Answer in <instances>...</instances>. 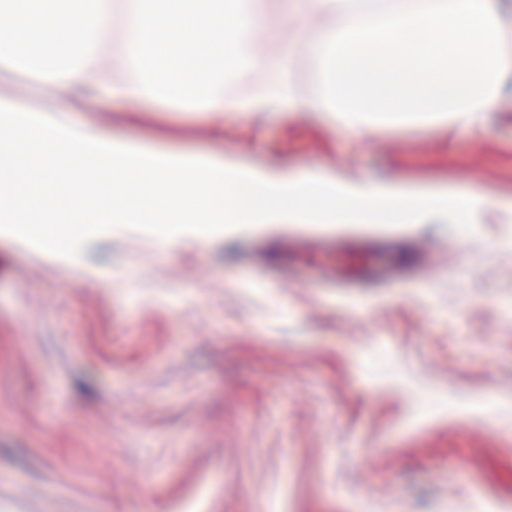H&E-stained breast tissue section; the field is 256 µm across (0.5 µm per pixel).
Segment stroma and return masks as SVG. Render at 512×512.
Listing matches in <instances>:
<instances>
[{
    "mask_svg": "<svg viewBox=\"0 0 512 512\" xmlns=\"http://www.w3.org/2000/svg\"><path fill=\"white\" fill-rule=\"evenodd\" d=\"M246 163L512 196V112L362 135L101 94L69 113ZM284 225L84 265L0 234V512H512V219L393 224L429 283L337 296Z\"/></svg>",
    "mask_w": 512,
    "mask_h": 512,
    "instance_id": "35a3bbf8",
    "label": "stroma"
}]
</instances>
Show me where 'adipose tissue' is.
<instances>
[{
  "label": "adipose tissue",
  "instance_id": "adipose-tissue-1",
  "mask_svg": "<svg viewBox=\"0 0 512 512\" xmlns=\"http://www.w3.org/2000/svg\"><path fill=\"white\" fill-rule=\"evenodd\" d=\"M294 31L277 55L261 52L251 32L264 15L253 0H127V24L112 53L148 80L94 75L99 37L111 13L104 0H0L12 24L0 34V74L23 67L39 76L48 105L32 109L0 94V231L34 248L63 247L70 257L94 232L144 224L167 243L205 239L258 224H422L450 217L466 223L479 210L512 213V197L490 200L449 186L392 179L344 178L319 167L255 165L220 155L189 154L73 130L59 112L86 105L95 89L117 101L159 102L216 114L237 107L218 74L257 73L246 110L296 120L320 112L366 131L378 124L443 115L479 125L512 98V55L501 48L512 28V0H405L377 9L362 0H274ZM217 26L220 42L202 40ZM320 67L322 93L305 98L288 74L294 55ZM179 180H169L171 170ZM348 201L336 208V199Z\"/></svg>",
  "mask_w": 512,
  "mask_h": 512
}]
</instances>
